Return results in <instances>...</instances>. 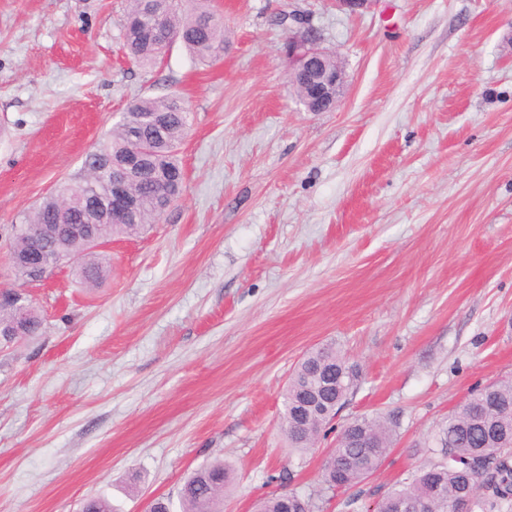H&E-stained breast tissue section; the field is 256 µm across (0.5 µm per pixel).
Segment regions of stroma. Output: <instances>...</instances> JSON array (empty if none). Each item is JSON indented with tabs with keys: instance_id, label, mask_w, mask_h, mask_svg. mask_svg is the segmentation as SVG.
<instances>
[{
	"instance_id": "obj_1",
	"label": "stroma",
	"mask_w": 512,
	"mask_h": 512,
	"mask_svg": "<svg viewBox=\"0 0 512 512\" xmlns=\"http://www.w3.org/2000/svg\"><path fill=\"white\" fill-rule=\"evenodd\" d=\"M127 0H0V287L41 335L0 347V512H114L178 503L224 460V512L288 491L320 512H374L427 461L451 410L512 374V0H213L226 52L174 44L153 66L123 49ZM301 11L348 76L308 112L288 82ZM190 110L185 182L150 230L25 284L14 227L139 97ZM362 368L336 425L383 414L394 445L365 493L323 489L335 433L303 454L281 393L312 347ZM24 302L26 303L28 314L23 326L22 335L29 337L37 336L36 334L41 328V316L35 307L28 302L27 299ZM23 336H6V345L11 346L21 343L26 339Z\"/></svg>"
}]
</instances>
